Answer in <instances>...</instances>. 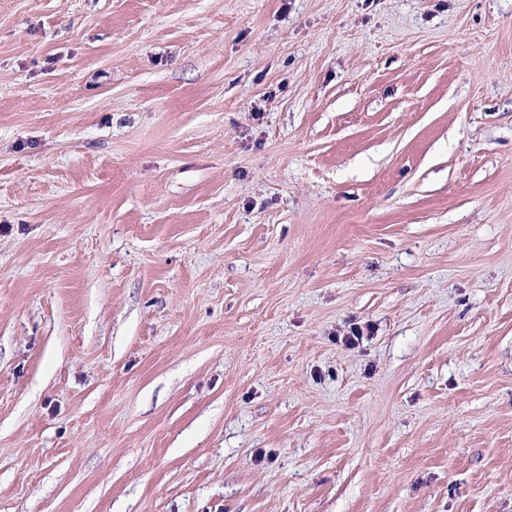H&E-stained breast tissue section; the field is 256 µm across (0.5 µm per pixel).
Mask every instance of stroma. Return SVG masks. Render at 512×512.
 <instances>
[{
	"label": "stroma",
	"mask_w": 512,
	"mask_h": 512,
	"mask_svg": "<svg viewBox=\"0 0 512 512\" xmlns=\"http://www.w3.org/2000/svg\"><path fill=\"white\" fill-rule=\"evenodd\" d=\"M0 512H512V0H0Z\"/></svg>",
	"instance_id": "obj_1"
}]
</instances>
